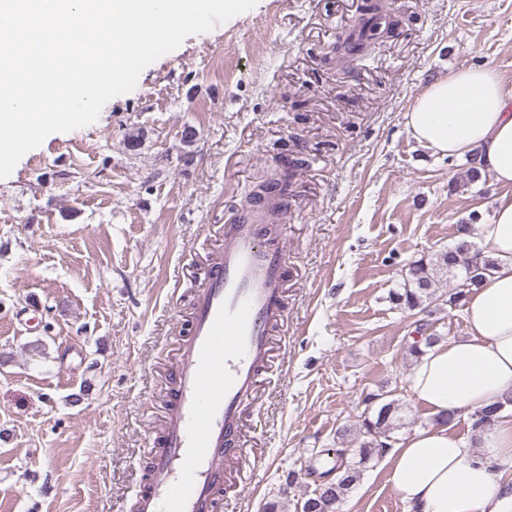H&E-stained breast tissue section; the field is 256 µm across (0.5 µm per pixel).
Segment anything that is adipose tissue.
Wrapping results in <instances>:
<instances>
[{"instance_id": "obj_1", "label": "adipose tissue", "mask_w": 512, "mask_h": 512, "mask_svg": "<svg viewBox=\"0 0 512 512\" xmlns=\"http://www.w3.org/2000/svg\"><path fill=\"white\" fill-rule=\"evenodd\" d=\"M405 121L434 152H477L484 171L505 188L490 223L473 227L495 268L463 303L465 335L428 348L408 377L428 414L458 416L512 395V96L493 68H462L430 83ZM388 458L387 480L407 512H512V492L501 483L512 469V418L473 441L438 423Z\"/></svg>"}]
</instances>
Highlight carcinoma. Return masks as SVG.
Segmentation results:
<instances>
[{
    "mask_svg": "<svg viewBox=\"0 0 512 512\" xmlns=\"http://www.w3.org/2000/svg\"><path fill=\"white\" fill-rule=\"evenodd\" d=\"M386 28L384 17L369 14L344 40L347 50L356 53L363 46L374 44ZM272 193L278 197L279 206H288V184L285 182L262 186L255 193V199L259 201ZM472 234V227L458 224L452 246L412 261L400 288L390 295L392 303L409 312L421 310L426 305H433L439 310L462 308L468 290L482 283L494 269V262L466 240ZM444 277L456 280V284L441 292L439 283ZM416 332L421 335V339L413 341L408 348L414 359L440 341V336L429 322L417 326ZM361 404L363 410L354 426H345L336 431V439L343 446L335 449L336 463L326 470L330 479L298 498L295 512H336L359 483L368 465L385 455L397 443L396 431L402 427L403 403L393 397V391L380 389L368 392L363 396ZM510 406L512 397L474 411L469 416L471 431L480 433L490 429Z\"/></svg>",
    "mask_w": 512,
    "mask_h": 512,
    "instance_id": "obj_1",
    "label": "carcinoma"
}]
</instances>
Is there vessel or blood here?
<instances>
[{"label":"vessel or blood","mask_w":512,"mask_h":512,"mask_svg":"<svg viewBox=\"0 0 512 512\" xmlns=\"http://www.w3.org/2000/svg\"><path fill=\"white\" fill-rule=\"evenodd\" d=\"M287 276L286 250L259 212L227 231L178 348L172 406L135 512H216L224 462L242 453L243 407L273 364Z\"/></svg>","instance_id":"1"}]
</instances>
